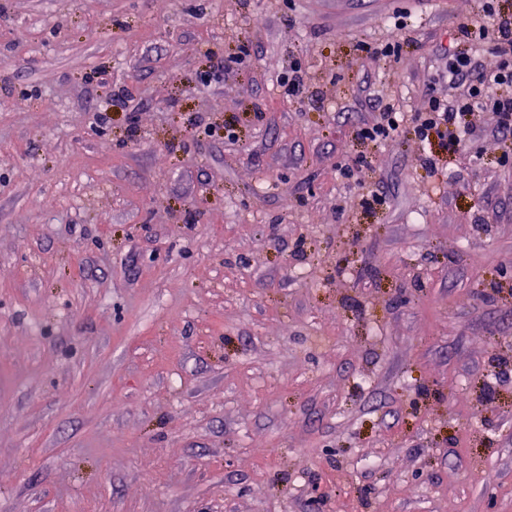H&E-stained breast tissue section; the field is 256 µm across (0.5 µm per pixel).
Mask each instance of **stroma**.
Wrapping results in <instances>:
<instances>
[{
  "mask_svg": "<svg viewBox=\"0 0 512 512\" xmlns=\"http://www.w3.org/2000/svg\"><path fill=\"white\" fill-rule=\"evenodd\" d=\"M481 6L0 0V512H512L508 147L353 136ZM404 17H398L396 21V28L398 33L396 38L391 42H387L383 47H373L368 43H362L358 46V51L362 53V56L373 60L377 59H393L397 60L402 52L403 46L410 39L407 38L406 34V23L403 20ZM251 58V53L247 48H242L239 56L233 61L217 60L210 71H207L201 77V83L210 84L212 81L224 79V75L232 68V63L241 65ZM308 79L307 72L302 69L298 62L289 65L288 73L283 74L280 80V87L283 88L287 96H295L302 93Z\"/></svg>",
  "mask_w": 512,
  "mask_h": 512,
  "instance_id": "1",
  "label": "stroma"
}]
</instances>
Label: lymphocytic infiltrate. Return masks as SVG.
<instances>
[{
	"mask_svg": "<svg viewBox=\"0 0 512 512\" xmlns=\"http://www.w3.org/2000/svg\"><path fill=\"white\" fill-rule=\"evenodd\" d=\"M482 9V22L458 26L469 48L448 54L449 94L438 95L435 83H428L424 111L405 114L385 106L376 122L356 128L357 139L381 144L411 133L426 148L421 166L431 174L437 171V158L429 145L437 141L455 151L474 141L477 116L488 115L493 133L512 140V14L501 13L496 0H483ZM487 54L495 65H483L481 58Z\"/></svg>",
	"mask_w": 512,
	"mask_h": 512,
	"instance_id": "f902f5d3",
	"label": "lymphocytic infiltrate"
}]
</instances>
